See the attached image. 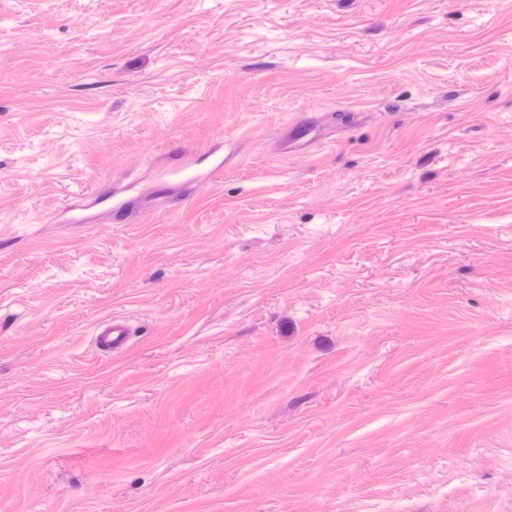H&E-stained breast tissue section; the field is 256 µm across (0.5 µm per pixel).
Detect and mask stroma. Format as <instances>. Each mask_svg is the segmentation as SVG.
<instances>
[{"label":"stroma","mask_w":512,"mask_h":512,"mask_svg":"<svg viewBox=\"0 0 512 512\" xmlns=\"http://www.w3.org/2000/svg\"><path fill=\"white\" fill-rule=\"evenodd\" d=\"M0 512H512V0H0ZM97 343L101 348L117 350L124 346L128 336V327L122 317L102 322L97 327Z\"/></svg>","instance_id":"35a3bbf8"}]
</instances>
